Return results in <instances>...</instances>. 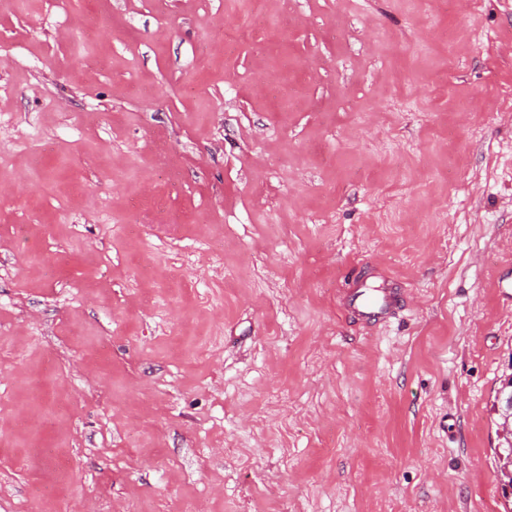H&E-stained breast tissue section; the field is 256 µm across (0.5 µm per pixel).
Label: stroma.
Masks as SVG:
<instances>
[{"label": "stroma", "mask_w": 512, "mask_h": 512, "mask_svg": "<svg viewBox=\"0 0 512 512\" xmlns=\"http://www.w3.org/2000/svg\"><path fill=\"white\" fill-rule=\"evenodd\" d=\"M511 370L512 0H0V512H512ZM360 303L353 302L358 312L364 317H378L389 310L393 305L392 297L386 292L376 294L371 291H362L359 296ZM495 411L499 415L498 437L501 441L498 451V471L512 476V377L509 375L498 390Z\"/></svg>", "instance_id": "stroma-1"}]
</instances>
